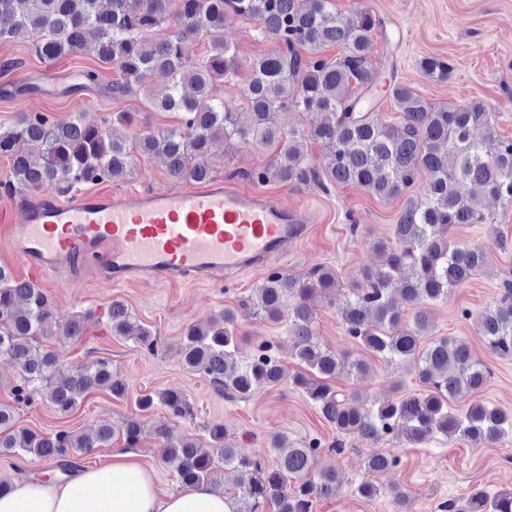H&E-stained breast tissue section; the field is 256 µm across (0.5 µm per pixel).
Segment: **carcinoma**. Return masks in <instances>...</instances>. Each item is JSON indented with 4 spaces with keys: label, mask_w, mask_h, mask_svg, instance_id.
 <instances>
[{
    "label": "carcinoma",
    "mask_w": 512,
    "mask_h": 512,
    "mask_svg": "<svg viewBox=\"0 0 512 512\" xmlns=\"http://www.w3.org/2000/svg\"><path fill=\"white\" fill-rule=\"evenodd\" d=\"M229 12L252 20L279 44L276 52L251 63L242 87L250 111L246 124L224 99V84L239 73L237 53L224 42ZM385 29L371 11L360 9L346 19L332 11L330 0H108L106 9L100 8V0H0V44L29 42L39 58L49 61L90 54L116 67L118 78L109 87L114 97L132 93L147 74L160 72L168 85L150 105L179 114L171 128L127 138L116 133V126L130 122L125 112L97 124L21 112L11 126H0V155L13 161V179L0 188L67 196L82 185L125 180L140 155L160 157L176 180L202 183L213 176L204 158L219 137L277 147L267 166L248 174L259 184H355L388 200L427 176L425 191L408 199L393 225V238L375 243L380 262L367 272L365 285L349 289L338 308L348 336L388 366L410 367L421 390L368 407L331 385L364 373L368 365L325 347L315 335L317 304L341 289L336 270L326 265L302 275L270 272L242 303L248 314L287 319L301 370L288 372L266 347L239 358L238 313L230 308L186 328L180 338L184 365L239 399L286 383L301 391L341 436L379 440L390 435L413 445L439 435L497 442L512 435L511 409L476 402L460 412L451 406L484 387L487 368L462 340L444 336L421 346L429 328L426 315L419 314L414 327H402L394 297L411 304L438 301L486 268L489 252L453 238L450 230L457 224L488 223L482 193L512 204V140L499 137L494 113L483 103L437 107L396 82L395 65L374 63V35ZM190 38L207 40L203 59L186 56L184 43ZM335 45L343 48L341 56L320 54ZM420 65L438 80L448 79L451 70L448 62L433 57ZM98 85V69L88 68L67 92ZM386 85L398 112L391 124L375 120L372 109L377 89ZM296 108L315 115V122L283 130L278 115ZM307 142L325 149L320 165L308 160ZM52 317L43 289L0 267V364L20 377L14 404H0V454L31 455L66 472L73 458L109 445L117 434L128 446L137 445L143 425L135 416L119 425L102 420L92 434L59 430L51 435L17 426L14 405L28 403L36 394L67 417L93 391L116 399L129 393L104 359L57 377L58 359L39 348ZM102 317L110 334L155 350L153 331L139 324L124 303L112 302ZM91 318L74 317L59 328L60 335L82 340ZM476 328L491 353L512 357L511 287L481 314ZM136 404L142 414L157 405L178 419L193 412L186 395L172 389L144 391ZM206 432L208 440L202 444L185 432L158 430L165 442L163 457L177 463L184 486L221 490L223 472L234 473L230 499L236 512H267L270 507L275 512H313L316 499L336 494L338 470L319 465L316 442L289 447L270 466L239 454L227 441L224 424H211ZM396 464L386 454L365 461L373 472ZM387 494L395 512H409L410 496L403 487L392 485ZM448 512H512V487L492 496L473 488L448 504Z\"/></svg>",
    "instance_id": "cac0c4a2"
}]
</instances>
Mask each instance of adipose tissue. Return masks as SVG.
I'll return each mask as SVG.
<instances>
[{"label":"adipose tissue","instance_id":"adipose-tissue-1","mask_svg":"<svg viewBox=\"0 0 512 512\" xmlns=\"http://www.w3.org/2000/svg\"><path fill=\"white\" fill-rule=\"evenodd\" d=\"M28 503L36 512H234L223 492L206 486L164 490L154 468L128 450L67 483L17 480L0 494V512H22Z\"/></svg>","mask_w":512,"mask_h":512}]
</instances>
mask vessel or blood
Instances as JSON below:
<instances>
[{
	"label": "vessel or blood",
	"instance_id": "b4317fda",
	"mask_svg": "<svg viewBox=\"0 0 512 512\" xmlns=\"http://www.w3.org/2000/svg\"><path fill=\"white\" fill-rule=\"evenodd\" d=\"M0 225L10 249L38 276L110 284L221 283L286 258L308 226L295 207L221 179L196 189L77 191L16 200Z\"/></svg>",
	"mask_w": 512,
	"mask_h": 512
}]
</instances>
